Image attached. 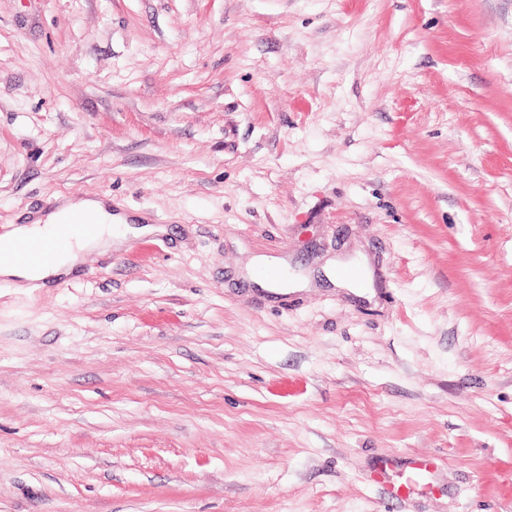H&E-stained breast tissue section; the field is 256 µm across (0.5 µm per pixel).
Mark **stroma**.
Returning a JSON list of instances; mask_svg holds the SVG:
<instances>
[{"label":"stroma","instance_id":"stroma-1","mask_svg":"<svg viewBox=\"0 0 512 512\" xmlns=\"http://www.w3.org/2000/svg\"><path fill=\"white\" fill-rule=\"evenodd\" d=\"M59 196L162 231L0 281V512H512V0H0V243ZM393 464L392 460H381L371 476L374 483L380 485L388 499L396 502L407 499L414 487L425 486L431 489L434 473L441 466L440 460L436 457L419 456L413 458L408 463L409 474L406 481L391 483L385 480V474Z\"/></svg>","mask_w":512,"mask_h":512}]
</instances>
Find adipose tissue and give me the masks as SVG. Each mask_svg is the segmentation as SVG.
Returning a JSON list of instances; mask_svg holds the SVG:
<instances>
[{
    "mask_svg": "<svg viewBox=\"0 0 512 512\" xmlns=\"http://www.w3.org/2000/svg\"><path fill=\"white\" fill-rule=\"evenodd\" d=\"M81 212L94 225L89 233H76L68 247L53 258L35 264L18 263L9 248L0 250V278L13 282L18 288H43L48 282L75 273L82 254L88 250H110L113 243V227L124 224L122 216L113 214L110 201L104 197H88L76 202L64 200L50 212L25 224L14 225L8 233L9 243L17 241L45 240L63 227L73 212ZM126 233L140 235L153 232L150 224L140 226L124 224Z\"/></svg>",
    "mask_w": 512,
    "mask_h": 512,
    "instance_id": "ef3b65f1",
    "label": "adipose tissue"
}]
</instances>
